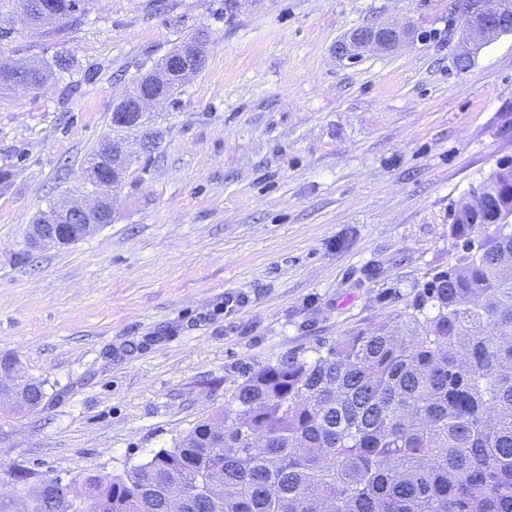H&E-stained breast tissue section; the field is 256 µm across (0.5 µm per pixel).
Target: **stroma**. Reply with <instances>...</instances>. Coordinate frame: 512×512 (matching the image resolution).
<instances>
[{
    "label": "stroma",
    "instance_id": "obj_1",
    "mask_svg": "<svg viewBox=\"0 0 512 512\" xmlns=\"http://www.w3.org/2000/svg\"><path fill=\"white\" fill-rule=\"evenodd\" d=\"M454 0H89L41 30L0 17V58H72L0 94V356L43 381L0 411V481L117 474L224 405L245 367L403 310L463 250L450 217L512 158V32L466 66ZM378 23L409 41L357 62ZM206 64L157 112L112 221L66 245L29 227L81 186L116 99L185 34ZM250 304L224 314V291ZM407 31L391 25H377L356 30L346 40L336 44L340 59H352L370 49L391 50L406 37ZM1 369H3V370L11 369L16 372V374H17L16 386L18 388H20L26 395V400H25L27 403L26 406L23 404V401H21L20 399L14 398L17 402V407H18L17 410L31 411V410L37 409L40 406V404L45 396L43 383L39 382L33 378H29L25 374H22L20 371V368H18V363H17L16 359H14L13 357H10L7 355L1 356L0 370Z\"/></svg>",
    "mask_w": 512,
    "mask_h": 512
}]
</instances>
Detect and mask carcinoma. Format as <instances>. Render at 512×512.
<instances>
[{
	"label": "carcinoma",
	"mask_w": 512,
	"mask_h": 512,
	"mask_svg": "<svg viewBox=\"0 0 512 512\" xmlns=\"http://www.w3.org/2000/svg\"><path fill=\"white\" fill-rule=\"evenodd\" d=\"M85 0H0L30 28L79 21ZM56 58L30 69L41 87ZM18 66L0 61V88ZM112 138L155 133L147 120ZM508 206L512 162L484 179ZM452 233L463 252L405 310L355 328L308 359L296 354L242 375L217 417L122 474L88 472L79 503L56 501L28 474L22 512H169L173 480L189 489L181 512H512V223L461 201ZM479 236L473 241L471 235ZM16 372L38 408L43 383Z\"/></svg>",
	"instance_id": "carcinoma-1"
}]
</instances>
